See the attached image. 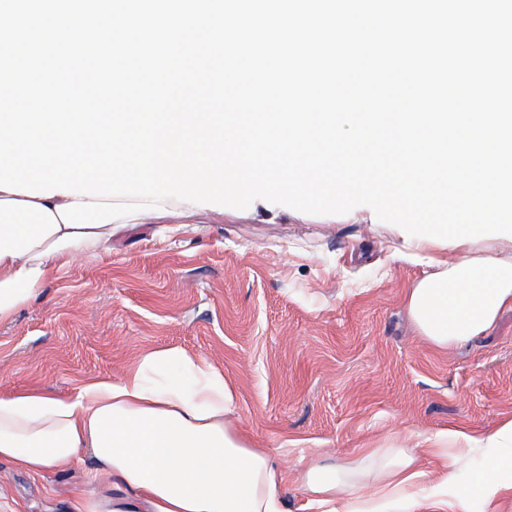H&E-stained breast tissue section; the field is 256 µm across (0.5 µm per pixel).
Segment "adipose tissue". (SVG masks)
<instances>
[{
  "label": "adipose tissue",
  "instance_id": "ef3b65f1",
  "mask_svg": "<svg viewBox=\"0 0 512 512\" xmlns=\"http://www.w3.org/2000/svg\"><path fill=\"white\" fill-rule=\"evenodd\" d=\"M164 201L57 194L30 197L0 191V319L52 279L66 257L109 251L112 227L146 213L164 215ZM397 241L391 257L428 266L410 289L408 311L419 332L439 347L485 334L512 308V256L500 247ZM235 393L221 369L185 349L143 353L116 379L98 377L59 396L29 389L0 396V462L38 474L67 468L87 452L95 478L113 493L73 498L70 512H284L281 471L265 450L230 423ZM512 443V421L472 435L435 432L395 446L367 449L384 464L372 479L363 512H391L423 478L420 454L461 444L484 448L501 463Z\"/></svg>",
  "mask_w": 512,
  "mask_h": 512
}]
</instances>
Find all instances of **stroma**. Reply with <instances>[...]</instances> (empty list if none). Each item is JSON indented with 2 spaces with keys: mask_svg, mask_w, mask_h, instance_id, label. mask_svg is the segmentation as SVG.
<instances>
[{
  "mask_svg": "<svg viewBox=\"0 0 512 512\" xmlns=\"http://www.w3.org/2000/svg\"><path fill=\"white\" fill-rule=\"evenodd\" d=\"M395 230L287 206L198 207L112 227L0 320V395L68 394L180 347L223 369L235 420L286 475V512H317L302 478L357 466L366 446L512 419V310L461 347L418 331L420 266L389 258ZM90 460L38 475L0 462V512H65L99 491Z\"/></svg>",
  "mask_w": 512,
  "mask_h": 512,
  "instance_id": "stroma-1",
  "label": "stroma"
}]
</instances>
